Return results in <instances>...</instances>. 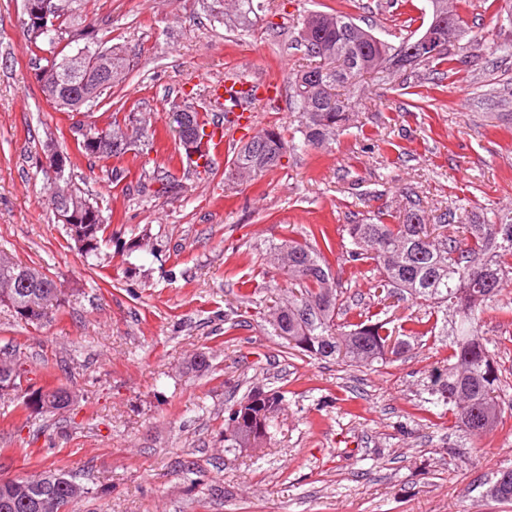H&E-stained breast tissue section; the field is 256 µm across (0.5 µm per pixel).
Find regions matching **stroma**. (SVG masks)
Here are the masks:
<instances>
[{
    "label": "stroma",
    "instance_id": "1",
    "mask_svg": "<svg viewBox=\"0 0 512 512\" xmlns=\"http://www.w3.org/2000/svg\"><path fill=\"white\" fill-rule=\"evenodd\" d=\"M448 4L469 29L450 43L451 64L355 79L342 94L356 128L238 181L224 176L236 145L297 126L290 82L317 63L296 44L309 13L344 12L396 45L428 23L429 0H275L248 29L225 25L223 0H80L90 36L130 61L91 121L133 109L152 121L148 145L107 159L78 151L72 118L38 88L23 0H0V250L62 288L38 321L0 305V350L25 362L32 388L79 396L75 409L32 415L16 393L0 396V478L77 474L87 493L69 512H512L487 494L512 465V281L482 315L501 419L476 442L431 391L452 353L444 329L349 366L289 350L261 316L288 291L269 261L281 240L326 228L332 269L363 310L377 274L348 261L341 225L394 223L412 201L431 216L460 201L512 208V56L499 50L512 43V0ZM227 75L278 80L282 99L256 103L254 130L212 171H192L171 113ZM49 136L101 209L96 255L43 201ZM199 354L203 373L187 367ZM255 390L285 397L276 435L225 448L226 407Z\"/></svg>",
    "mask_w": 512,
    "mask_h": 512
}]
</instances>
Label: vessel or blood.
<instances>
[{
  "label": "vessel or blood",
  "mask_w": 512,
  "mask_h": 512,
  "mask_svg": "<svg viewBox=\"0 0 512 512\" xmlns=\"http://www.w3.org/2000/svg\"><path fill=\"white\" fill-rule=\"evenodd\" d=\"M279 97L280 87L273 81L253 84L237 78H228L224 83L213 86L210 98L218 112V118L213 124L215 142L226 143L238 129L252 124L253 101L264 100L273 104Z\"/></svg>",
  "instance_id": "vessel-or-blood-1"
}]
</instances>
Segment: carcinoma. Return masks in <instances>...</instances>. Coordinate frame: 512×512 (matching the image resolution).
<instances>
[{
    "mask_svg": "<svg viewBox=\"0 0 512 512\" xmlns=\"http://www.w3.org/2000/svg\"><path fill=\"white\" fill-rule=\"evenodd\" d=\"M61 5L56 15L57 27L47 34L26 36L29 46L43 53L39 57L36 79L45 99L68 112L80 111L99 104L106 88L82 77L85 69L75 67L71 54L56 51L58 45L76 33L91 46L86 59L100 51L112 59V82L123 79L129 68L128 58L117 47H103L89 38L83 29L74 27V3L77 0H55ZM235 12L227 19L243 27L253 24V17L263 10L255 0H235ZM365 28L354 18L343 13L314 12L306 19L300 41L313 57L321 51L329 53L326 66H316L296 73L292 83V99L299 113L296 132L300 145L330 142L336 135L352 127L355 111L345 103L330 104L332 90L348 84L361 73H369L383 80L394 66L395 58L404 44L412 38L407 35L395 46L375 36L358 42L357 32ZM133 123L131 115L108 124L112 143L91 149H78L93 158L119 156L127 149L129 135L123 126ZM207 120L194 109L187 113V123L177 125L176 136L182 140L204 130ZM287 143L275 129H266L242 145L232 159L228 177L240 179L255 177L278 166L286 154ZM45 203L54 213L72 211L77 207L98 210L90 198L74 187L70 173L57 187H44ZM434 221L439 228L456 223V211L446 209L428 218L425 212L412 205L398 215L396 224L358 222L345 225L350 239L347 255L351 261H371L378 272L376 288L378 304L397 294H408L415 300L431 304L448 315L453 308L456 320L452 334L456 336L451 358L455 363L431 375L432 391L445 405L455 408L457 427L474 440L480 439L497 425L500 411L494 401L499 377L487 341L483 337L480 314L512 280V209L476 212L462 226V235L428 232L427 224ZM330 247L328 232L320 228L304 240L288 239L274 246V254H288L285 274L295 289L288 291V300L274 309L268 324L274 333L304 356L316 359H340L350 365L371 364L384 359L382 348L396 340L393 354L400 355L409 346L405 337L421 334L422 319H410L413 327H389V321L380 318L385 310L356 323L338 322L342 315L343 291L339 278L332 270L319 243ZM56 282L40 270L15 260L0 251V305H6L31 319H40L45 310L59 305L60 298L53 292ZM27 370L16 359H0V389L28 395L26 407L45 411L50 405L68 408L77 403L74 396L62 387L30 391L22 381ZM253 404L243 406L236 402L227 407L224 428V447L259 448L270 440L277 427L284 395L279 392H259L247 396ZM66 481L37 483L35 478H16L0 486V512H29L18 488H27L33 496L51 494L60 504H72L70 484L76 477L67 473ZM489 493L503 504L512 503V467L498 470L493 476Z\"/></svg>",
    "mask_w": 512,
    "mask_h": 512,
    "instance_id": "obj_1",
    "label": "carcinoma"
}]
</instances>
